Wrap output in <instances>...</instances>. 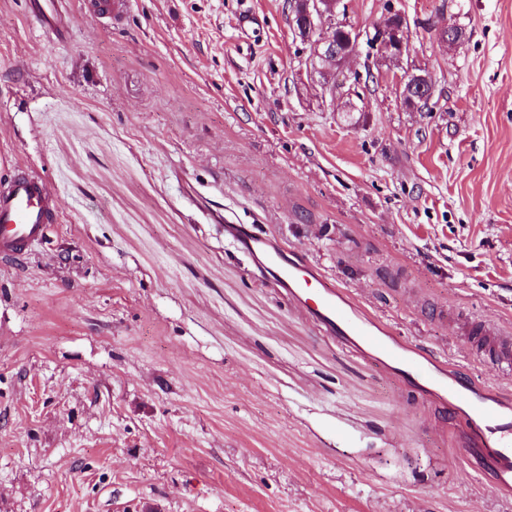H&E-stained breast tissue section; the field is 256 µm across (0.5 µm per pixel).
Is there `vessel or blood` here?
I'll list each match as a JSON object with an SVG mask.
<instances>
[{
	"instance_id": "vessel-or-blood-1",
	"label": "vessel or blood",
	"mask_w": 512,
	"mask_h": 512,
	"mask_svg": "<svg viewBox=\"0 0 512 512\" xmlns=\"http://www.w3.org/2000/svg\"><path fill=\"white\" fill-rule=\"evenodd\" d=\"M127 0H93L94 16L119 22ZM53 212L51 193L38 175L19 172L0 183V256H14L38 242ZM244 252L268 271L323 331L366 357L409 377L416 391L459 405L472 439L464 454L494 487L512 491V400L461 382L455 373L416 346L394 336L379 318L359 307L314 266L289 259L271 238L241 234ZM493 368L512 371V335L483 322L465 327Z\"/></svg>"
}]
</instances>
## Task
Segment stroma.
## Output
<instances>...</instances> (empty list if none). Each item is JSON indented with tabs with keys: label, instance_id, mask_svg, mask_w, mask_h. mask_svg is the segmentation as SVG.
<instances>
[{
	"label": "stroma",
	"instance_id": "35a3bbf8",
	"mask_svg": "<svg viewBox=\"0 0 512 512\" xmlns=\"http://www.w3.org/2000/svg\"><path fill=\"white\" fill-rule=\"evenodd\" d=\"M342 4L360 31L400 10L402 63L361 42L324 84L287 0H129L112 26L65 0L62 39L0 0V181L55 200L0 259V512H512L454 405L326 335L233 235L512 398L460 332H512V0ZM401 94L410 106H414L418 92L433 90V81L431 75L424 69L405 70L401 76L394 75Z\"/></svg>",
	"mask_w": 512,
	"mask_h": 512
}]
</instances>
